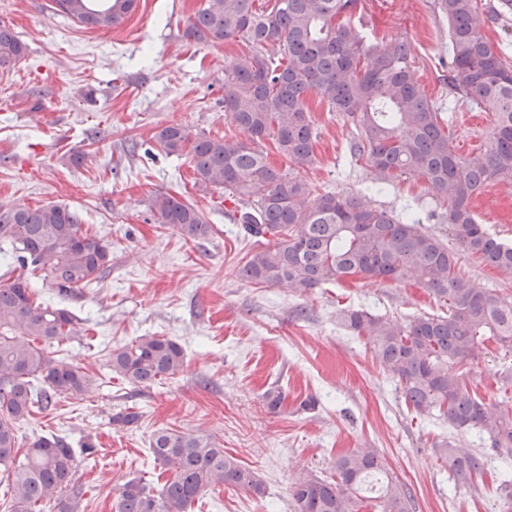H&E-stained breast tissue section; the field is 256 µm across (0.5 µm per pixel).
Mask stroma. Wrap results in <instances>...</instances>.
<instances>
[{
    "label": "stroma",
    "instance_id": "1",
    "mask_svg": "<svg viewBox=\"0 0 512 512\" xmlns=\"http://www.w3.org/2000/svg\"><path fill=\"white\" fill-rule=\"evenodd\" d=\"M434 2L359 0L361 34L369 44L411 43L414 77L441 107L454 149L476 154L493 116L449 94L448 23ZM204 4L138 0L121 25L97 30L58 12L54 0H0V22L26 48L21 61L0 69V207L65 205L112 246L111 273L90 287L63 301L50 286L39 290L43 301L73 313L77 336L62 337L53 352L84 366L93 386L34 416L20 438L51 430L96 445L74 477L83 512H115L125 482L156 478L149 440L160 427L212 436L264 485L260 497L232 485L208 490L192 512H292L293 476L304 469L332 479L337 456L353 448L377 449L411 489L416 512H512L499 486L501 476L512 477V452L416 413L366 339L336 321L345 308L410 320L447 314V305L418 285L351 281L299 294L243 280L239 270L256 245L231 220L227 193L199 190L189 158L160 150L154 134L168 124L236 132L221 100L224 66L241 42L184 37L188 17ZM309 105L319 138L316 162L302 176L314 194L369 195L383 208L416 209L423 230L450 240L422 180L405 175L377 192L371 168L347 152L350 123L317 97ZM159 192L198 208L210 236L187 242L154 223L150 204ZM475 210L494 237L512 241V185L486 188ZM143 334L180 343L178 377L135 388L110 373L112 349ZM504 361L501 346L490 345L464 365L467 388L500 400ZM270 392L283 397L278 409L268 406ZM127 410L141 414L130 427L115 421ZM447 438L484 455L485 473L473 487H456L439 459L435 445Z\"/></svg>",
    "mask_w": 512,
    "mask_h": 512
}]
</instances>
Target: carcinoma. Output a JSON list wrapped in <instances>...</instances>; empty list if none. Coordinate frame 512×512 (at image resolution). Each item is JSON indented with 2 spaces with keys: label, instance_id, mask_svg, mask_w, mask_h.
<instances>
[{
  "label": "carcinoma",
  "instance_id": "obj_1",
  "mask_svg": "<svg viewBox=\"0 0 512 512\" xmlns=\"http://www.w3.org/2000/svg\"><path fill=\"white\" fill-rule=\"evenodd\" d=\"M58 10L88 29H110L136 8V0H54ZM191 15L184 37L216 44L240 39L246 49L224 67L225 118L245 138L204 133L171 124L155 139L168 156L191 158L196 185L224 189L240 208L234 223L248 237L266 241L240 269L258 285L306 293L349 277L392 283L416 282L448 305L445 316L408 321L344 309L338 322L362 336L382 370L419 414L435 415L455 430L485 433L497 448L512 450V397L485 402L462 382L464 361L495 343L512 352V299L473 285L460 252L512 273V247L491 235L474 202L491 183L512 184V62L495 50L485 31L512 19V0L490 11L478 0H436L448 20V87L464 104L493 113L484 150L454 151L448 126L411 69L408 42L368 46L352 21L358 0H205ZM25 56L10 26L0 23V69ZM317 94L355 129L349 152L364 159L384 184L403 174L425 182L446 205L445 220L457 248L398 214L355 194L316 199L298 171L311 167L318 132L306 105ZM271 142L288 162L281 173L268 161ZM154 223L174 227L186 241L210 235L192 204L158 193L150 206ZM0 238L10 243L8 270L0 283V498L4 512H80L73 486L76 460L96 452L85 441L74 448L53 432L24 445L20 424L53 410L62 396L88 390L86 368L50 355L62 336L76 334L68 310L38 301L36 283L48 281L68 296L98 281L112 267L109 245L83 229L81 217L60 204L0 208ZM182 346L167 336L145 334L109 353L108 367L135 387H148L182 373ZM149 448L168 479L154 487L131 479L120 488L116 512H191L207 489L232 485L261 496L256 473L209 435L158 428ZM438 456L458 485L483 475L482 457L453 440ZM293 512H414L409 488L391 475L373 448H353L336 459V479L307 470L290 486Z\"/></svg>",
  "mask_w": 512,
  "mask_h": 512
}]
</instances>
